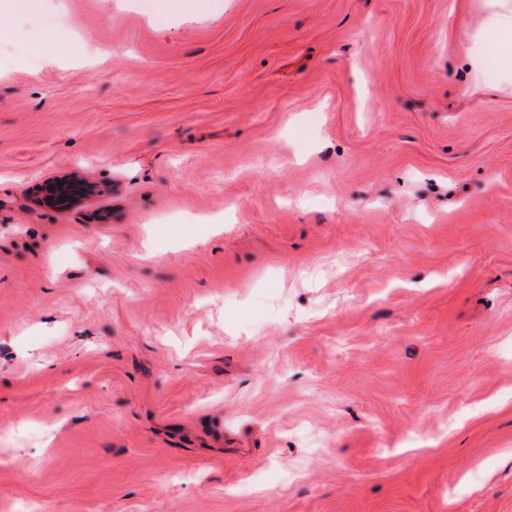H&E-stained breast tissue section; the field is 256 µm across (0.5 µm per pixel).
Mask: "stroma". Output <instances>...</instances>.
<instances>
[{"instance_id": "obj_1", "label": "stroma", "mask_w": 512, "mask_h": 512, "mask_svg": "<svg viewBox=\"0 0 512 512\" xmlns=\"http://www.w3.org/2000/svg\"><path fill=\"white\" fill-rule=\"evenodd\" d=\"M492 4L0 0V512H512ZM60 182H64V185H61V187H58V184ZM76 184H82L85 186L90 187L92 190L94 188L93 185L83 182H77L75 180L71 179H57V180H51L44 184L42 187V197L40 198L39 202L43 204H47L49 206L55 207V208H64L71 204H73L75 201L80 199L82 196H76L73 193L74 186ZM60 196H65V199L62 202H59ZM48 198H51V201H48Z\"/></svg>"}]
</instances>
